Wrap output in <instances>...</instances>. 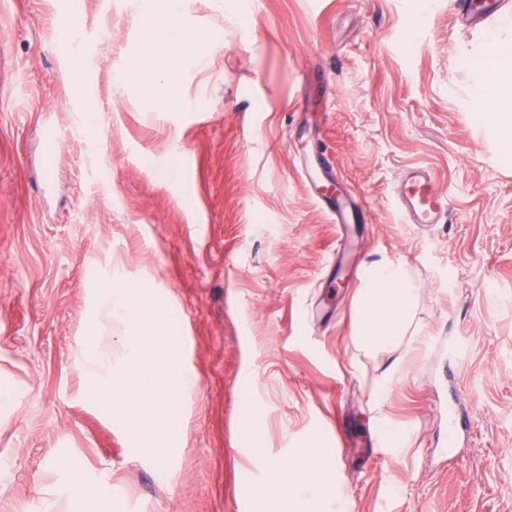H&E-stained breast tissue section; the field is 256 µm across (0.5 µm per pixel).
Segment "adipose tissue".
Segmentation results:
<instances>
[{
    "mask_svg": "<svg viewBox=\"0 0 512 512\" xmlns=\"http://www.w3.org/2000/svg\"><path fill=\"white\" fill-rule=\"evenodd\" d=\"M144 20L141 49L113 80L121 85L134 80L145 92L162 86V104L167 111L185 112L191 104L179 90L184 65L197 59V37L185 24L182 0H139ZM476 74L472 89L476 118L503 162L512 161V17H505L485 36L479 48L460 61ZM364 288L358 306L356 343L359 351L401 343L412 324L416 288L404 263L386 261L364 268ZM255 461L264 463L269 483L278 490L274 500H260V508L275 512H311L319 502L325 512H345L336 493V478L330 455L321 445L303 449L288 465L266 459L254 449Z\"/></svg>",
    "mask_w": 512,
    "mask_h": 512,
    "instance_id": "adipose-tissue-1",
    "label": "adipose tissue"
}]
</instances>
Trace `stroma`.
Returning a JSON list of instances; mask_svg holds the SVG:
<instances>
[{"label": "stroma", "mask_w": 512, "mask_h": 512, "mask_svg": "<svg viewBox=\"0 0 512 512\" xmlns=\"http://www.w3.org/2000/svg\"><path fill=\"white\" fill-rule=\"evenodd\" d=\"M507 9L496 0L470 28L448 0H186L205 62L183 72L192 109L169 112L113 83L140 50L136 0H78L72 16L60 0H0V384L20 395L0 412V512H69L73 466L122 489L119 512H252L265 473L240 431L248 402L275 461L326 443L348 512H512V168L460 64ZM78 48L97 59L91 140L68 81ZM319 151L368 218L338 271V230L297 171ZM91 153L108 163L98 181ZM151 155L179 183L154 177ZM413 166L448 195L441 223L401 220ZM116 260L178 309L198 376L164 486L85 406L72 363L89 278ZM383 261L419 286L416 333L367 356L361 273ZM451 390L472 427L450 448L435 403Z\"/></svg>", "instance_id": "1"}]
</instances>
